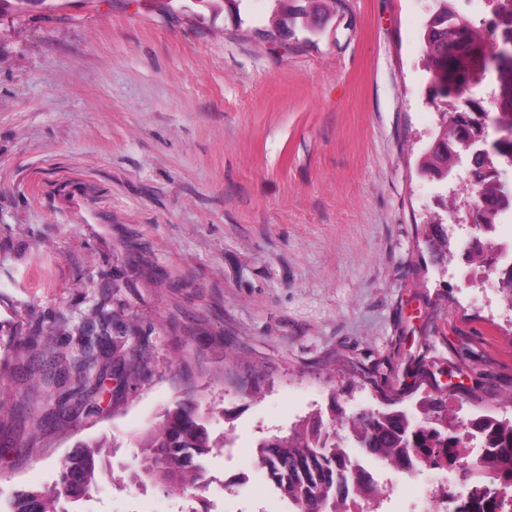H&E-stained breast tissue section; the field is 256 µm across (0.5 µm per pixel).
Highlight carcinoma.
Segmentation results:
<instances>
[{"instance_id":"1","label":"carcinoma","mask_w":512,"mask_h":512,"mask_svg":"<svg viewBox=\"0 0 512 512\" xmlns=\"http://www.w3.org/2000/svg\"><path fill=\"white\" fill-rule=\"evenodd\" d=\"M273 16L279 17L278 31L300 22L306 14L305 0H273ZM484 41L482 34L460 19L455 0H434L424 26L422 44L426 71L431 75L433 99L442 116L433 134V144L421 155L420 172L448 186L446 174L467 166L475 155L468 132V112L459 109L460 87L467 76L471 47ZM501 199L497 179L487 178L480 194L476 237L486 234L494 223ZM427 244L432 257L442 262L454 255L447 229L430 215L426 227ZM82 355L73 363L79 371L100 366L106 352L83 335L79 338ZM423 414L418 420L395 409L373 410L357 416L320 414L295 424L286 435H273L258 444L257 461L268 482L295 505V512H379L380 502L361 483L358 469L346 457L341 442L350 439L361 454L380 459L387 467L404 471L419 452L434 467H444L448 450L465 444L462 435L448 434V397L431 393L421 402ZM509 437L497 454L511 465L500 467L493 458H484L467 478L486 484L512 487V418H501ZM217 442L208 424L197 411V400L188 395L146 434L141 448L139 469L129 474L132 483H151L168 491L198 497L208 487L205 458ZM108 454L96 443H79L58 471L54 486L18 493L4 512H70L66 505L91 496L97 489L101 472L107 468Z\"/></svg>"}]
</instances>
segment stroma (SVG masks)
Instances as JSON below:
<instances>
[{
	"label": "stroma",
	"instance_id": "35a3bbf8",
	"mask_svg": "<svg viewBox=\"0 0 512 512\" xmlns=\"http://www.w3.org/2000/svg\"><path fill=\"white\" fill-rule=\"evenodd\" d=\"M431 7L339 0L288 39L268 0H36L0 18V504L101 441L114 468L79 512H286L237 476L304 417L391 401L416 418L452 378L457 414L512 417V309L424 243ZM104 316L139 372L87 407L71 363ZM187 394L235 441L210 453L200 501L129 480Z\"/></svg>",
	"mask_w": 512,
	"mask_h": 512
}]
</instances>
